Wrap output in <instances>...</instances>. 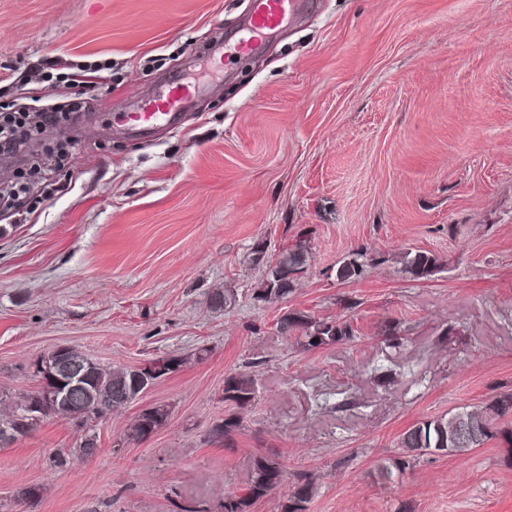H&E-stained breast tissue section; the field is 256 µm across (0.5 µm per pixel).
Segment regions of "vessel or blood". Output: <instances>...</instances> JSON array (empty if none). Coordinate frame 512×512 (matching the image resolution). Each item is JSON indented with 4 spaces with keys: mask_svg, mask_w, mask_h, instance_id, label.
Returning a JSON list of instances; mask_svg holds the SVG:
<instances>
[{
    "mask_svg": "<svg viewBox=\"0 0 512 512\" xmlns=\"http://www.w3.org/2000/svg\"><path fill=\"white\" fill-rule=\"evenodd\" d=\"M312 2L313 0H252L245 33L236 42L225 45V56L258 51L273 33L302 22ZM195 92V87L175 84L157 99L144 101L130 118L131 132L137 137L145 138L159 126L180 123L182 112Z\"/></svg>",
    "mask_w": 512,
    "mask_h": 512,
    "instance_id": "vessel-or-blood-1",
    "label": "vessel or blood"
}]
</instances>
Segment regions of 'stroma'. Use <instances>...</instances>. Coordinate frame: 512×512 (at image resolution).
<instances>
[{"label":"stroma","mask_w":512,"mask_h":512,"mask_svg":"<svg viewBox=\"0 0 512 512\" xmlns=\"http://www.w3.org/2000/svg\"><path fill=\"white\" fill-rule=\"evenodd\" d=\"M249 0H0V109L75 113L45 133L29 180L0 166V392L31 393L59 345L107 367L161 355L179 371L95 422L47 417L0 447V512H216L257 456L309 475L308 512H512V455L432 452L378 470L417 421L512 390V0H321L256 53L219 60ZM85 67L97 79L76 92ZM204 86L177 127L119 120L165 86ZM310 258L280 303L253 293L282 250ZM429 252L432 276L407 274ZM362 264L344 280L340 268ZM348 320L305 351L276 322ZM402 338L399 347L386 343ZM256 363L241 430L224 378ZM396 370L377 386L372 370ZM354 406L325 410L322 398ZM168 422L137 442L147 407ZM40 489L32 506L17 490ZM403 264L407 273L416 279H423L434 273L437 268V258L429 252H417L413 256H404ZM169 410L165 405L148 407L139 413L125 434L127 441L143 440L147 432L154 433L168 420Z\"/></svg>","instance_id":"stroma-1"}]
</instances>
